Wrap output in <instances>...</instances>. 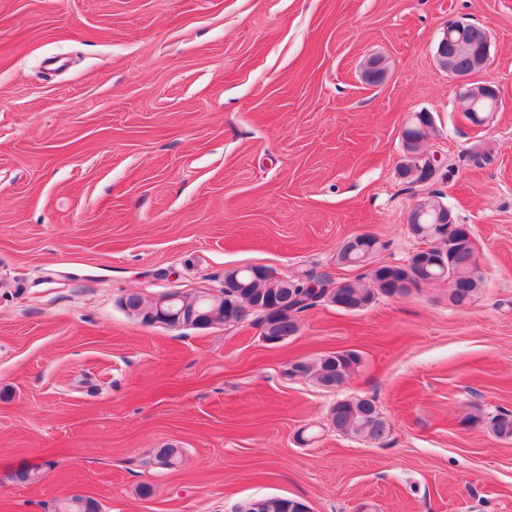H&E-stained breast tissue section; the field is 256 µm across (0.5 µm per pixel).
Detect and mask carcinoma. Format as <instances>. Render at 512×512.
Instances as JSON below:
<instances>
[{
	"mask_svg": "<svg viewBox=\"0 0 512 512\" xmlns=\"http://www.w3.org/2000/svg\"><path fill=\"white\" fill-rule=\"evenodd\" d=\"M451 35L449 47L459 51L458 66L462 71L475 72L484 68V27L472 23L454 22L448 25ZM493 103L484 97L483 88L473 87L466 102V113L470 120L475 115L487 112ZM434 132V121H424L411 131L414 148L419 150ZM369 243L362 236L354 235L345 239L336 251V264L346 267H364L371 256L366 254ZM448 249V267L442 268L419 252L412 253L405 263L384 264L373 267L368 279H344L335 282L324 274L297 271L284 279L264 277L257 274L253 265L224 272V277L237 276L245 284L234 288L224 304L198 299L196 308L215 326H233L244 320L248 312L261 315L269 331L280 338H290L299 331V314L319 302L328 301L334 295L336 303L360 311L371 305L378 297H400L409 292L403 282L411 279L415 286L443 279L454 281L455 288L450 296L451 304L464 307L478 294L481 277L477 271V258L473 240L461 234L445 245ZM361 364L356 351L332 352L314 359L299 360L291 365L288 374L311 380L324 389H336L349 379ZM330 420L336 431L353 437L382 438L388 430V422L379 413L375 402L367 397H353L341 400L330 411ZM496 435L503 439L512 438V412H501L492 418ZM265 512H297L296 500L282 496L265 498ZM99 509L92 498L70 496L62 499L56 512H91Z\"/></svg>",
	"mask_w": 512,
	"mask_h": 512,
	"instance_id": "obj_1",
	"label": "carcinoma"
}]
</instances>
